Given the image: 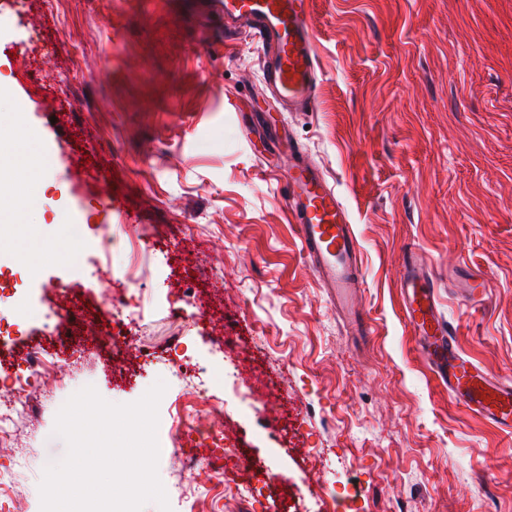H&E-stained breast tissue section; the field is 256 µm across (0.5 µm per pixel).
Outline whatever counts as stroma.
<instances>
[{
    "mask_svg": "<svg viewBox=\"0 0 512 512\" xmlns=\"http://www.w3.org/2000/svg\"><path fill=\"white\" fill-rule=\"evenodd\" d=\"M318 106L285 112L267 94L259 45L225 43L210 0H0V194L14 225L0 248L59 236L66 217L140 241L101 287L137 313L135 374L95 361L61 369L105 400L137 401L156 381L169 414L181 393L167 359L196 360L253 463L277 473L280 512H512V433L452 403L404 313L400 270L422 257L461 353L512 376V0H314ZM32 68L40 94L18 79ZM50 156L25 178L18 124ZM296 141L349 211L360 249L366 333L353 335L309 267L285 201L283 149ZM73 308L68 265L23 255ZM464 266L488 290L462 300ZM224 297L204 319L177 318L185 273ZM250 351L272 385L252 400ZM56 394L0 446L12 487L0 512H40L39 484L66 444ZM320 454L313 472L308 454ZM170 507L206 496L205 476L158 462Z\"/></svg>",
    "mask_w": 512,
    "mask_h": 512,
    "instance_id": "stroma-1",
    "label": "stroma"
}]
</instances>
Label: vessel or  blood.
<instances>
[{
	"instance_id": "obj_1",
	"label": "vessel or blood",
	"mask_w": 512,
	"mask_h": 512,
	"mask_svg": "<svg viewBox=\"0 0 512 512\" xmlns=\"http://www.w3.org/2000/svg\"><path fill=\"white\" fill-rule=\"evenodd\" d=\"M224 18V38L246 33L262 45L264 83L289 112L314 111L317 99V46L311 26L313 0H212ZM286 201L302 247L321 288L338 311L356 319L354 302L363 286L359 250L350 215L320 165L300 146L288 147ZM406 319L423 353L451 399L512 432V382L501 379L460 352L439 312L435 285L416 255L401 270ZM484 279L468 278L458 296L481 304Z\"/></svg>"
}]
</instances>
